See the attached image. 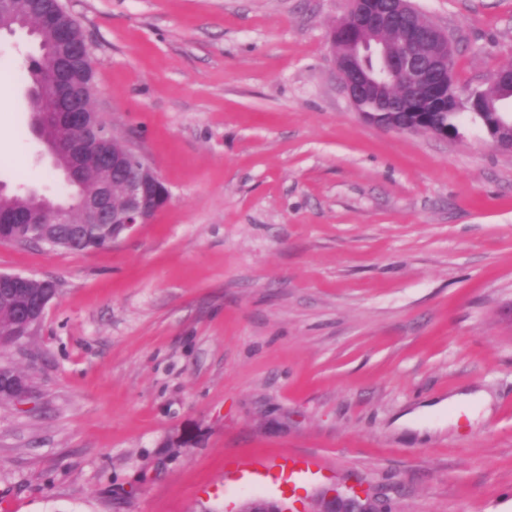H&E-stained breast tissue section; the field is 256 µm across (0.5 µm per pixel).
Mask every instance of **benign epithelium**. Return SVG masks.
Wrapping results in <instances>:
<instances>
[{
    "mask_svg": "<svg viewBox=\"0 0 512 512\" xmlns=\"http://www.w3.org/2000/svg\"><path fill=\"white\" fill-rule=\"evenodd\" d=\"M416 16L419 22L405 26L406 41L410 45H428L431 52L417 55L411 52L396 53L378 39L363 37L362 30H376L389 27ZM330 41L336 44L335 58L340 84L357 111L368 121L378 123L373 112L362 109L368 98H385L387 82L394 71L403 72L409 82L420 90L436 96L444 86L453 83L451 58L453 46L448 33L429 22L411 5L410 0H388V6L380 11L372 0H351V8L332 29ZM512 128V117H497V126L483 124L484 130L494 145L504 152L512 153V139L507 143L499 142L495 129ZM64 133L61 138L46 145L47 154L56 158L60 154L71 157L68 175L63 180L64 191L59 198L52 200V207L39 212L40 218L33 219L26 213L12 218L14 224H68L70 206L66 200L70 196V185L76 182L74 170L82 163L95 161L102 166L110 165L114 169L127 172L122 183L124 208L120 212L112 209V194L105 189L93 197H82L76 205L85 213V224L112 225V239L117 242L123 235L138 224H147L154 214L164 207L169 199V189L158 174L152 178L143 177L139 169L149 163L130 143L112 134V141L121 146V154H111L100 147V140L111 130L101 120H96L94 131H89V115L86 112L73 111L65 115ZM57 295L54 282H49L44 293L33 299L18 325L11 331L0 335V346H11L26 338L33 325L43 320L48 304ZM10 393L15 402L23 403L32 396L29 383L23 377L9 376L0 372V394ZM238 512H288V509L263 498L246 500ZM320 512H355L347 506L336 491L325 492Z\"/></svg>",
    "mask_w": 512,
    "mask_h": 512,
    "instance_id": "1",
    "label": "benign epithelium"
}]
</instances>
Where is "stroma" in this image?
Here are the masks:
<instances>
[{
	"label": "stroma",
	"mask_w": 512,
	"mask_h": 512,
	"mask_svg": "<svg viewBox=\"0 0 512 512\" xmlns=\"http://www.w3.org/2000/svg\"><path fill=\"white\" fill-rule=\"evenodd\" d=\"M95 112L170 199L111 246L0 243L58 298L0 366V512H512V153L366 122L328 34L350 0H62ZM460 86L512 63V0H413ZM25 32L0 36V181L37 157ZM489 411L451 422L449 397ZM321 470L288 480V453ZM10 393L16 403H23L32 396L29 383L23 377L4 375L0 371V394Z\"/></svg>",
	"instance_id": "1"
}]
</instances>
